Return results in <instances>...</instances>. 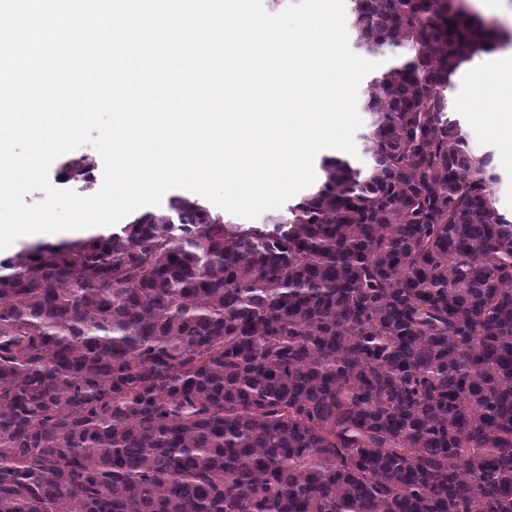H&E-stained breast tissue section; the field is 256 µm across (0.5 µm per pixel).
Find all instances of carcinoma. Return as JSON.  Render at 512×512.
Returning <instances> with one entry per match:
<instances>
[{"label":"carcinoma","instance_id":"1","mask_svg":"<svg viewBox=\"0 0 512 512\" xmlns=\"http://www.w3.org/2000/svg\"><path fill=\"white\" fill-rule=\"evenodd\" d=\"M350 2L388 54L365 162L258 224L173 194L0 261V512H512V214L449 100L512 33Z\"/></svg>","mask_w":512,"mask_h":512}]
</instances>
